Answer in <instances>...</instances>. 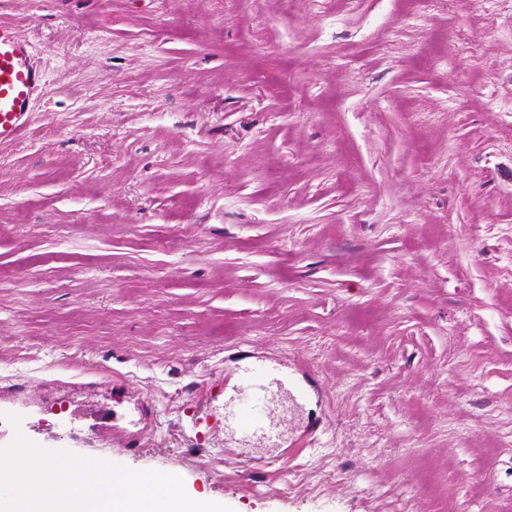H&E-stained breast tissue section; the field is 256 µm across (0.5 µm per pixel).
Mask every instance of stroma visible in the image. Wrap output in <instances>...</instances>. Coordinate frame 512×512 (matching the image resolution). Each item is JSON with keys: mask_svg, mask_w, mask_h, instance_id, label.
<instances>
[{"mask_svg": "<svg viewBox=\"0 0 512 512\" xmlns=\"http://www.w3.org/2000/svg\"><path fill=\"white\" fill-rule=\"evenodd\" d=\"M0 26L43 74L0 141V450L232 512H512V0H0ZM252 365L273 443L224 426Z\"/></svg>", "mask_w": 512, "mask_h": 512, "instance_id": "1", "label": "stroma"}]
</instances>
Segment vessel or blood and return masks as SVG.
Listing matches in <instances>:
<instances>
[{"mask_svg": "<svg viewBox=\"0 0 512 512\" xmlns=\"http://www.w3.org/2000/svg\"><path fill=\"white\" fill-rule=\"evenodd\" d=\"M43 76L34 65L31 46L8 28L0 27V141L24 128ZM273 393L263 377L253 373L237 384L224 409L225 427L248 437L272 439L277 423L269 409Z\"/></svg>", "mask_w": 512, "mask_h": 512, "instance_id": "vessel-or-blood-1", "label": "vessel or blood"}]
</instances>
